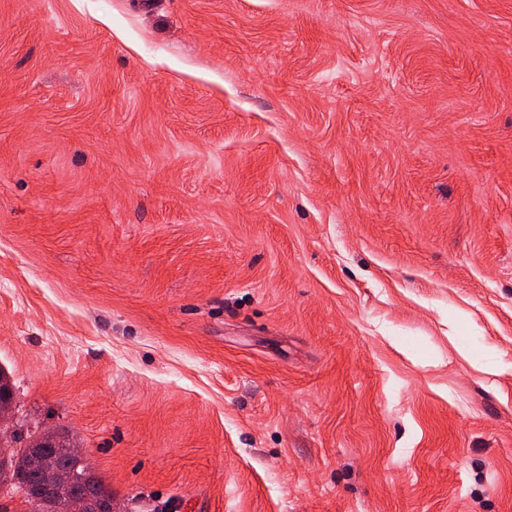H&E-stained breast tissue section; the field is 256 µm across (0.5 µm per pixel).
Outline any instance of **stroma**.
<instances>
[{"label": "stroma", "instance_id": "stroma-1", "mask_svg": "<svg viewBox=\"0 0 512 512\" xmlns=\"http://www.w3.org/2000/svg\"><path fill=\"white\" fill-rule=\"evenodd\" d=\"M0 368L115 512H512V0H0Z\"/></svg>", "mask_w": 512, "mask_h": 512}]
</instances>
